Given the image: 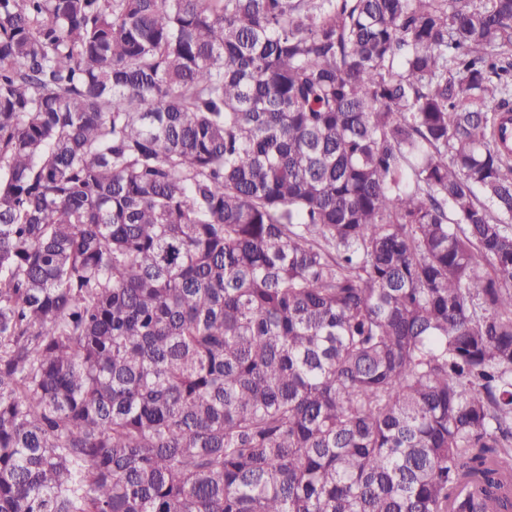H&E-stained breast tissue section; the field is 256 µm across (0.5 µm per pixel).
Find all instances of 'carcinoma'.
<instances>
[{
  "label": "carcinoma",
  "mask_w": 512,
  "mask_h": 512,
  "mask_svg": "<svg viewBox=\"0 0 512 512\" xmlns=\"http://www.w3.org/2000/svg\"><path fill=\"white\" fill-rule=\"evenodd\" d=\"M512 0H0V512H512Z\"/></svg>",
  "instance_id": "obj_1"
}]
</instances>
